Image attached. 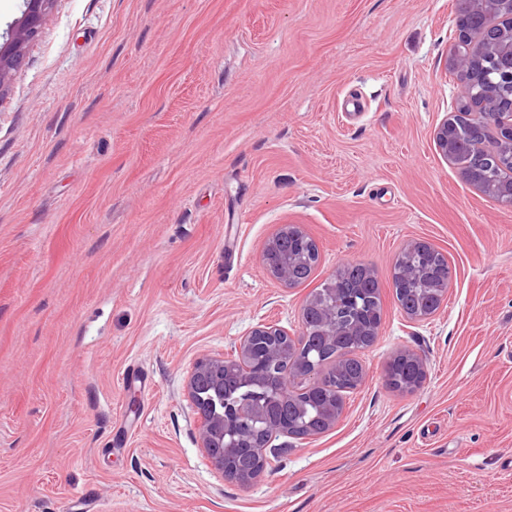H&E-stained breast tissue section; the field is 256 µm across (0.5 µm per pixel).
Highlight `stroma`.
Returning a JSON list of instances; mask_svg holds the SVG:
<instances>
[{"instance_id": "stroma-1", "label": "stroma", "mask_w": 512, "mask_h": 512, "mask_svg": "<svg viewBox=\"0 0 512 512\" xmlns=\"http://www.w3.org/2000/svg\"><path fill=\"white\" fill-rule=\"evenodd\" d=\"M456 0H55L0 102V512H512V207L438 152ZM359 99L362 109L348 106ZM298 225L310 278L266 270ZM452 270L424 322L397 255ZM362 262L382 321L339 424L244 487L185 391ZM400 347L427 377L390 390ZM297 230L308 238V249L316 255H319V247L317 243L310 238L304 231L294 224L283 225L271 238L267 240L263 248V260L269 274L280 283L288 286L305 282L311 275L313 267L304 266L298 271L295 277L294 257L289 254L288 258L279 255V243L282 238L288 237V233ZM426 250L434 252L435 248L424 241H411L398 254L396 258L397 264L400 265L402 273L406 279H415L418 276V267L414 263V259L418 254L423 253Z\"/></svg>"}]
</instances>
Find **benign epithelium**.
<instances>
[{
	"label": "benign epithelium",
	"mask_w": 512,
	"mask_h": 512,
	"mask_svg": "<svg viewBox=\"0 0 512 512\" xmlns=\"http://www.w3.org/2000/svg\"><path fill=\"white\" fill-rule=\"evenodd\" d=\"M55 0H25L26 9L16 23L9 42L0 44V100L9 90L10 81L24 62L25 46L38 36L51 5ZM481 52V46H472L463 38L452 49L449 60L452 68L467 70L473 56ZM492 127L498 142L512 151V106L492 114ZM453 126L443 119L435 129V143L439 153L448 157L452 147ZM294 224L283 225L263 248V260L269 274L277 281L295 284L294 257L279 255V243L293 230ZM435 251L429 243L412 241L397 256V264L407 279L418 276L414 259L418 254ZM327 287L309 295L302 313L315 312V321H301V337L319 336L322 345L333 350L331 359L323 362L303 349L300 337L288 332L283 326L261 321L250 328L234 345L229 355H204L196 360L186 380L188 398L199 415L198 437L200 447L210 465L225 478L243 486L260 481L271 464L267 448L281 437L306 439L315 435L310 423L291 415L274 417L284 406L290 410L306 411L304 393L329 391L331 396L320 407V429L326 432L336 427L345 413V397L330 384V375L355 359L356 350L345 347L336 350V341L342 336H375L379 326L367 327L360 323L336 320L335 277L326 279ZM448 297V286L433 284L420 295L415 305L403 309L411 322H420L435 316ZM267 339L262 355L255 356V341ZM270 363L285 367L279 375V383L271 388L263 379L261 365ZM236 375L250 383L255 390L246 399L224 400V377ZM246 446L250 448V462L245 467L232 466L227 462L229 451Z\"/></svg>",
	"instance_id": "obj_1"
}]
</instances>
